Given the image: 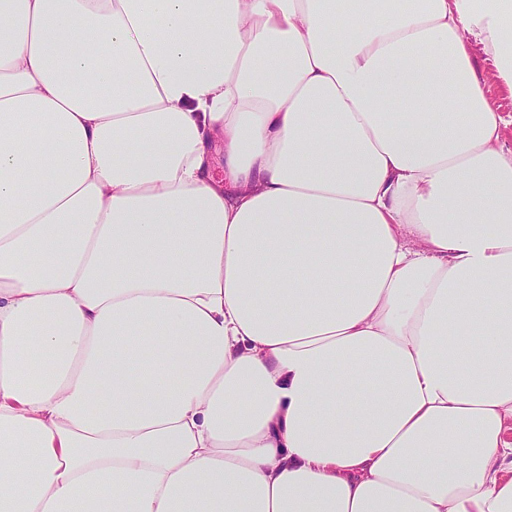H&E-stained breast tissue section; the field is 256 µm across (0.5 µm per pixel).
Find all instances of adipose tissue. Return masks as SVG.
<instances>
[{
  "mask_svg": "<svg viewBox=\"0 0 512 512\" xmlns=\"http://www.w3.org/2000/svg\"><path fill=\"white\" fill-rule=\"evenodd\" d=\"M479 51L512 0H0V512H512Z\"/></svg>",
  "mask_w": 512,
  "mask_h": 512,
  "instance_id": "ef3b65f1",
  "label": "adipose tissue"
}]
</instances>
